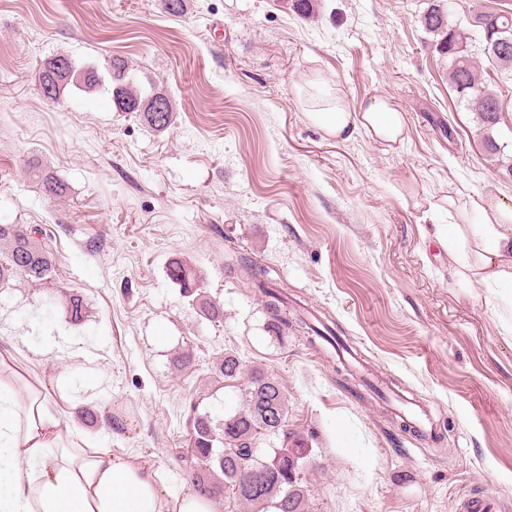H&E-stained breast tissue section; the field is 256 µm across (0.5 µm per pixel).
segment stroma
<instances>
[{"instance_id":"35a3bbf8","label":"stroma","mask_w":512,"mask_h":512,"mask_svg":"<svg viewBox=\"0 0 512 512\" xmlns=\"http://www.w3.org/2000/svg\"><path fill=\"white\" fill-rule=\"evenodd\" d=\"M428 0H0V224L54 236V282L0 287V352L49 393L84 367L82 401L110 416L113 451L173 489L197 463L188 421L242 409L248 370L281 384L289 435L309 453L307 512H460L475 495L512 512V309L497 286L454 276L437 236L476 195L512 197L475 115L430 45ZM106 71L124 59L174 101L164 131L116 111L110 82L44 101L54 56ZM326 79L352 107L383 96L405 139L330 136L305 93ZM64 184L47 195L27 163ZM180 257L222 319L199 316L166 274ZM267 268L293 313L339 329L356 358L278 326L240 272ZM88 315L72 323L65 293ZM193 354L174 368L176 351ZM244 372L218 377L226 352ZM374 380L423 408L433 436L403 430Z\"/></svg>"}]
</instances>
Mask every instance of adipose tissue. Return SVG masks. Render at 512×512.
Wrapping results in <instances>:
<instances>
[{"mask_svg":"<svg viewBox=\"0 0 512 512\" xmlns=\"http://www.w3.org/2000/svg\"><path fill=\"white\" fill-rule=\"evenodd\" d=\"M308 118L328 134L346 138L362 130L388 144L404 140L406 117L388 99L371 98L355 110L341 95L316 100ZM472 206L475 264L471 275L487 283L512 282V200L478 198ZM462 225L439 236L448 253L464 237ZM42 381L0 353V512H215L198 490L172 491L155 472L106 445L108 425L81 435Z\"/></svg>","mask_w":512,"mask_h":512,"instance_id":"adipose-tissue-1","label":"adipose tissue"}]
</instances>
